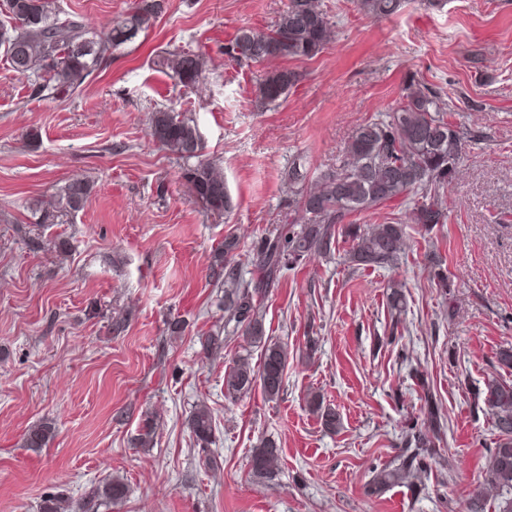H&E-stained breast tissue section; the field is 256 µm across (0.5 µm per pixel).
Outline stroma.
Instances as JSON below:
<instances>
[{"mask_svg":"<svg viewBox=\"0 0 512 512\" xmlns=\"http://www.w3.org/2000/svg\"><path fill=\"white\" fill-rule=\"evenodd\" d=\"M138 2L54 0L60 19L93 35ZM159 3L149 29L68 96L34 94L0 55V512H40L49 493L82 512L113 477L128 493L111 512H466L495 439L477 391L512 380L497 364L512 344V0H407L383 18L357 0H318L332 22L325 49L263 66L224 48L240 29H271L288 0ZM174 52L202 57L198 82L164 66ZM282 68L295 84L261 104L260 75ZM412 81L452 102L448 119L466 134L447 223L423 234L412 202L397 199L361 221L405 220L398 268L355 269L337 250L286 271L262 304L267 336L288 348L284 393L228 398L225 370L243 354L258 364L261 350L225 322L214 247L236 236L244 278L258 279L254 243L299 212L282 178L290 162L342 165L356 128ZM169 106L196 122L230 212H205L186 162L153 140L151 115ZM76 179L90 200L63 211ZM435 255L449 289L433 279ZM392 281L407 302L396 318ZM174 318L183 332L170 331ZM211 333L219 347L203 345ZM312 392L336 409L338 432L309 412ZM430 401L443 427L428 473L368 496L372 467L398 454L407 423L428 429ZM202 404L215 427L205 452L186 427ZM148 415L157 430L144 449L135 438ZM48 419L53 439L26 447ZM265 439L282 451L267 478L250 468Z\"/></svg>","mask_w":512,"mask_h":512,"instance_id":"1","label":"stroma"}]
</instances>
